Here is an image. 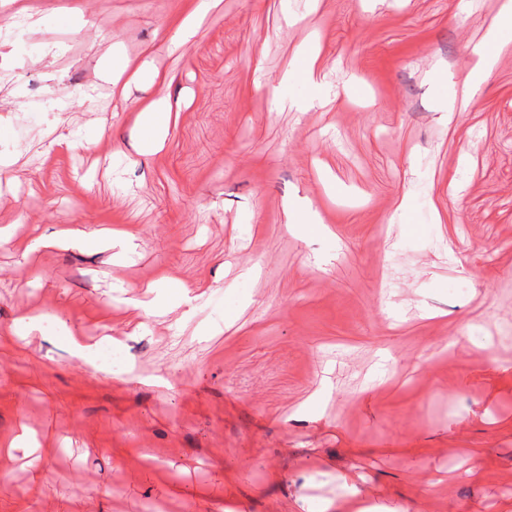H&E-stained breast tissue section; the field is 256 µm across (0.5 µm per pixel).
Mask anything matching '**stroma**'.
<instances>
[{
	"mask_svg": "<svg viewBox=\"0 0 512 512\" xmlns=\"http://www.w3.org/2000/svg\"><path fill=\"white\" fill-rule=\"evenodd\" d=\"M190 2L0 0L35 9L0 37V226L137 242L0 247V512H504L512 45L437 110L502 0H218L181 44ZM313 39L326 101L278 111L256 77Z\"/></svg>",
	"mask_w": 512,
	"mask_h": 512,
	"instance_id": "1",
	"label": "stroma"
}]
</instances>
